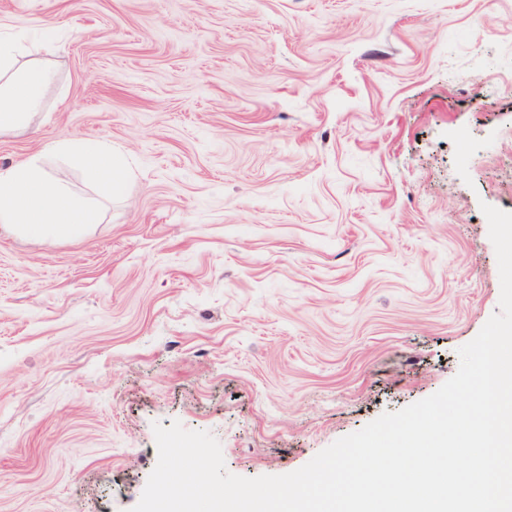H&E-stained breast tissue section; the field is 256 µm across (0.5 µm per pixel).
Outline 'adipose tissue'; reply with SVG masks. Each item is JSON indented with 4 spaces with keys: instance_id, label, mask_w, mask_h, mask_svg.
<instances>
[{
    "instance_id": "1",
    "label": "adipose tissue",
    "mask_w": 512,
    "mask_h": 512,
    "mask_svg": "<svg viewBox=\"0 0 512 512\" xmlns=\"http://www.w3.org/2000/svg\"><path fill=\"white\" fill-rule=\"evenodd\" d=\"M55 27L37 32H0V135L28 130L52 79L43 65L21 63L26 42L55 45ZM76 165L84 183L109 198L124 194L129 173L110 144L93 138L64 139L18 164L0 166V228L38 240H59L98 223L100 213L68 184L48 172L45 154Z\"/></svg>"
}]
</instances>
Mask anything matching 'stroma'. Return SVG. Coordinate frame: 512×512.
<instances>
[{"label": "stroma", "instance_id": "35a3bbf8", "mask_svg": "<svg viewBox=\"0 0 512 512\" xmlns=\"http://www.w3.org/2000/svg\"><path fill=\"white\" fill-rule=\"evenodd\" d=\"M60 23L31 128L131 175L81 237L0 230V512H130L154 423L299 469L439 390L499 310L512 0H0Z\"/></svg>", "mask_w": 512, "mask_h": 512}]
</instances>
